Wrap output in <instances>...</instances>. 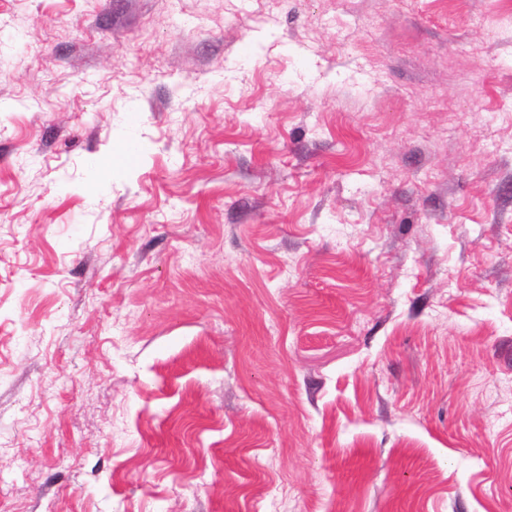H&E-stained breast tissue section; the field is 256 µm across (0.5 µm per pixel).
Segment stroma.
Masks as SVG:
<instances>
[{"mask_svg": "<svg viewBox=\"0 0 512 512\" xmlns=\"http://www.w3.org/2000/svg\"><path fill=\"white\" fill-rule=\"evenodd\" d=\"M0 512H512V0H0Z\"/></svg>", "mask_w": 512, "mask_h": 512, "instance_id": "stroma-1", "label": "stroma"}]
</instances>
